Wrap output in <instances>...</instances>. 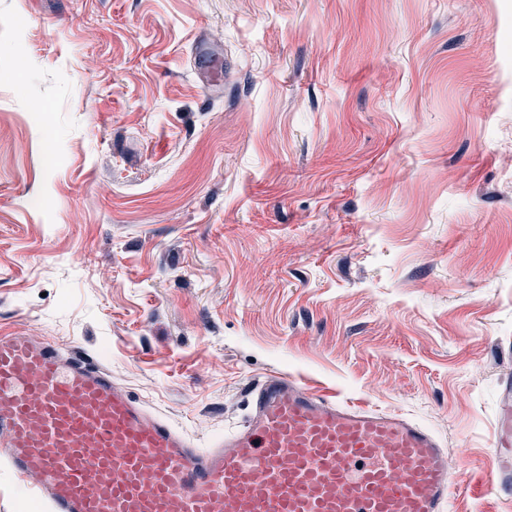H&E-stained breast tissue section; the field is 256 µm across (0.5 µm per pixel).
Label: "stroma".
Masks as SVG:
<instances>
[{
  "label": "stroma",
  "instance_id": "stroma-1",
  "mask_svg": "<svg viewBox=\"0 0 512 512\" xmlns=\"http://www.w3.org/2000/svg\"><path fill=\"white\" fill-rule=\"evenodd\" d=\"M1 331L201 446L272 374L402 412L512 512V0H0ZM512 412L499 415L496 433L495 459L496 479L494 489L496 492L512 496Z\"/></svg>",
  "mask_w": 512,
  "mask_h": 512
}]
</instances>
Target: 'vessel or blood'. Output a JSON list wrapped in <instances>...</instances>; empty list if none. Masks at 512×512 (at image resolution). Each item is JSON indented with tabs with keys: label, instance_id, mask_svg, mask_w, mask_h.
Listing matches in <instances>:
<instances>
[{
	"label": "vessel or blood",
	"instance_id": "obj_1",
	"mask_svg": "<svg viewBox=\"0 0 512 512\" xmlns=\"http://www.w3.org/2000/svg\"><path fill=\"white\" fill-rule=\"evenodd\" d=\"M496 492L512 496V412ZM0 465L47 512H447L448 454L416 420L272 375L198 447L90 357L0 335Z\"/></svg>",
	"mask_w": 512,
	"mask_h": 512
}]
</instances>
